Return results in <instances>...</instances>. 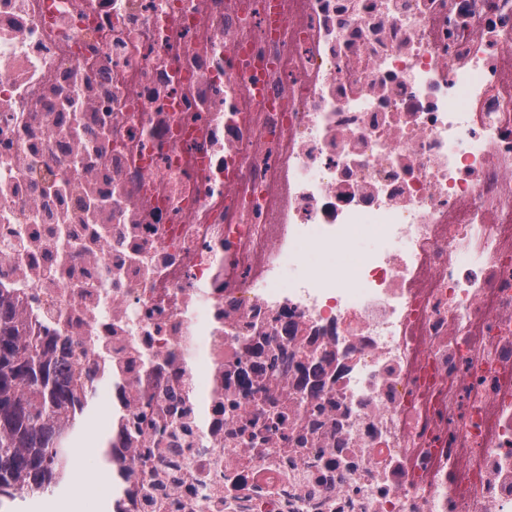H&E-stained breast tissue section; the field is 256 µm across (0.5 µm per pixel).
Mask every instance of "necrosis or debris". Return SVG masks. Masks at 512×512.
I'll list each match as a JSON object with an SVG mask.
<instances>
[{"label":"necrosis or debris","mask_w":512,"mask_h":512,"mask_svg":"<svg viewBox=\"0 0 512 512\" xmlns=\"http://www.w3.org/2000/svg\"><path fill=\"white\" fill-rule=\"evenodd\" d=\"M281 7L0 0V293L113 512H512V0ZM250 336L321 357L312 446L225 442Z\"/></svg>","instance_id":"1"}]
</instances>
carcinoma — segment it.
Returning <instances> with one entry per match:
<instances>
[{"label":"carcinoma","instance_id":"carcinoma-1","mask_svg":"<svg viewBox=\"0 0 512 512\" xmlns=\"http://www.w3.org/2000/svg\"><path fill=\"white\" fill-rule=\"evenodd\" d=\"M249 351L256 357L277 356L265 339L249 340ZM236 370L237 385L224 386V399L250 398L262 404L258 416L242 422L239 429L254 445L278 435L285 445L304 448L335 406L312 354H288L293 380L310 388L316 398L299 418H290L271 396L274 375L252 378L244 367ZM81 382L82 376H71L70 364L60 354L26 335L12 304L0 297V497L13 499L21 490L29 495L54 492L65 483L80 416L92 403L87 393L79 404L80 414L70 412L72 384Z\"/></svg>","mask_w":512,"mask_h":512}]
</instances>
